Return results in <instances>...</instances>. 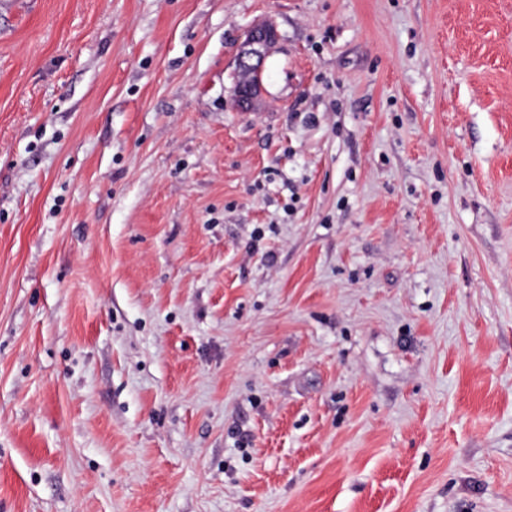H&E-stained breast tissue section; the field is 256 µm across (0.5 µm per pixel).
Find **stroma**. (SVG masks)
<instances>
[{"label": "stroma", "mask_w": 512, "mask_h": 512, "mask_svg": "<svg viewBox=\"0 0 512 512\" xmlns=\"http://www.w3.org/2000/svg\"><path fill=\"white\" fill-rule=\"evenodd\" d=\"M0 512H512V0H0ZM276 40V28L269 23L250 29L241 44L237 59L238 69H254L261 75L265 57Z\"/></svg>", "instance_id": "obj_1"}]
</instances>
